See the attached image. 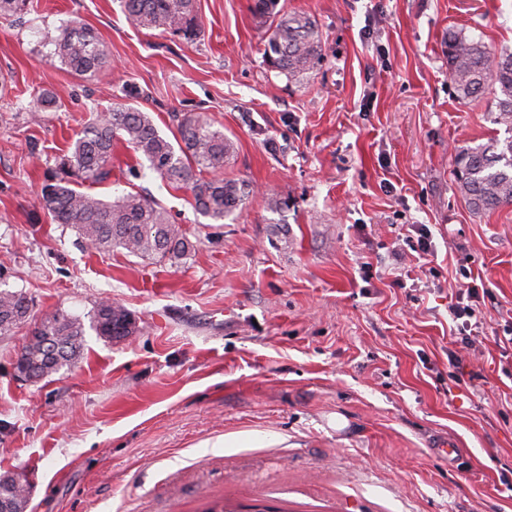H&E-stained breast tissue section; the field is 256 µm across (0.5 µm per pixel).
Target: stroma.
I'll list each match as a JSON object with an SVG mask.
<instances>
[{
  "mask_svg": "<svg viewBox=\"0 0 512 512\" xmlns=\"http://www.w3.org/2000/svg\"><path fill=\"white\" fill-rule=\"evenodd\" d=\"M255 3L195 0L192 41L134 27L121 0L0 17L1 281L31 300L0 336V474H29L28 512H512V205L473 212L453 180L456 147L495 133L493 97H455L444 44L454 28L512 51V0H287L323 34L300 81L266 65ZM72 20L109 51L99 77L45 56ZM38 90L62 108L35 111ZM117 103L166 136L207 114L236 143L224 174L249 194L221 224L120 141L92 188L155 199L194 244L178 262L96 252L40 207ZM470 285L489 294L467 348L449 308ZM104 298L132 335L87 332L70 368L14 376L42 319Z\"/></svg>",
  "mask_w": 512,
  "mask_h": 512,
  "instance_id": "35a3bbf8",
  "label": "stroma"
}]
</instances>
